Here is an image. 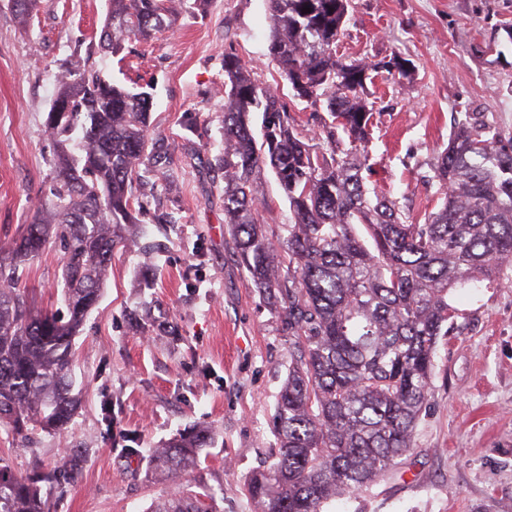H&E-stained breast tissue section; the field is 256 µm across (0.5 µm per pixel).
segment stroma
<instances>
[{
    "mask_svg": "<svg viewBox=\"0 0 512 512\" xmlns=\"http://www.w3.org/2000/svg\"><path fill=\"white\" fill-rule=\"evenodd\" d=\"M339 52L351 59L408 61L406 75L372 73L368 143L374 177L416 220L436 210L428 163L455 121L496 122L512 135V0H352ZM108 0H39L27 25L0 5V241L17 237L48 191L52 144L45 129L56 77L91 61L114 83L152 95L151 131L176 151L148 189L143 253H115L102 295L75 339L81 404L70 427L0 443L19 475L83 464L77 481L52 490L50 512H148L171 486L148 458L177 430L208 427L218 439L183 483L220 488L218 512H253L246 485L276 443V397L288 373V339L272 299L240 264L224 223V56L236 54L259 83L288 97L301 135L318 130L324 104L289 97L268 53L266 0H202L173 32L100 48ZM258 198L270 235L284 236L289 202L271 171ZM60 252L30 264L26 286L40 306L61 298ZM460 311L438 345L429 404L396 469L324 512H512V279L456 293ZM134 431L142 455L112 446L101 406Z\"/></svg>",
    "mask_w": 512,
    "mask_h": 512,
    "instance_id": "obj_1",
    "label": "stroma"
}]
</instances>
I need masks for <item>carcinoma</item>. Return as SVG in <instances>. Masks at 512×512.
I'll return each instance as SVG.
<instances>
[{"instance_id":"obj_1","label":"carcinoma","mask_w":512,"mask_h":512,"mask_svg":"<svg viewBox=\"0 0 512 512\" xmlns=\"http://www.w3.org/2000/svg\"><path fill=\"white\" fill-rule=\"evenodd\" d=\"M101 47L115 34L170 31L188 0H109ZM269 55L293 98L325 102L316 142L299 135L280 94L224 56V223L255 288L273 298L288 336V374L277 395L273 462L255 471L254 512H323L389 473L413 448L435 369L436 348L459 315L451 291L502 280L512 269V140L464 120L430 165L436 211L410 209L362 175L373 114L363 95L371 65L336 57L351 0H268ZM308 7L310 11L302 12ZM47 121L53 182L19 236L0 245V440L73 421L75 337L106 284L113 255L139 234L137 186L159 174L150 98L106 80L94 64L64 74ZM343 136H338V133ZM275 175L292 211L274 240L253 184ZM360 225L372 247L356 235ZM61 251V308L34 305L28 265ZM204 428L155 450L152 472L173 491L148 512H213L215 491L179 487L214 445ZM121 453L140 455L135 434L115 433ZM81 469L74 456L22 477L0 464V512H50L40 484Z\"/></svg>"}]
</instances>
